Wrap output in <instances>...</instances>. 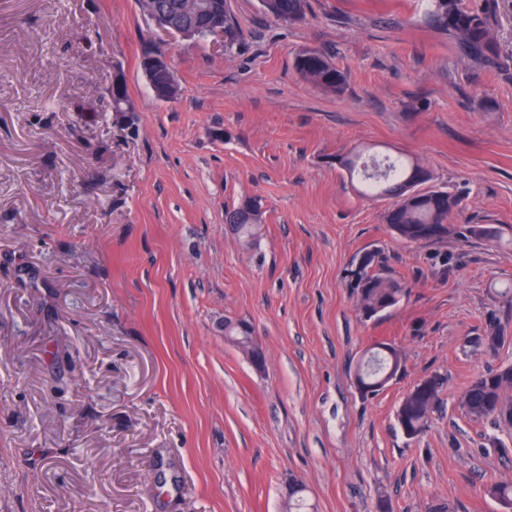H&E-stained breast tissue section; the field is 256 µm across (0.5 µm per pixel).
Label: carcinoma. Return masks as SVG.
I'll return each instance as SVG.
<instances>
[{"mask_svg":"<svg viewBox=\"0 0 512 512\" xmlns=\"http://www.w3.org/2000/svg\"><path fill=\"white\" fill-rule=\"evenodd\" d=\"M425 21L436 31L452 38L461 54L480 68L500 69L504 60L494 32L493 3L477 9L467 0H427ZM139 10L149 21L155 16H171L199 23L200 36H207L205 17L219 14L224 17V50L229 51L238 40V28L230 13L227 0H137ZM265 14L290 25L303 21L309 0H260ZM294 67L304 80L324 93L340 95L346 78L336 68L331 57L315 48L300 50ZM117 112L126 120L131 133L138 132L136 107L126 81L113 86ZM336 164L349 175L361 171V193L384 196L393 203L384 214V222L392 235L407 244L439 243L459 229L450 223L451 217L463 209L464 198L458 192L427 186L431 174L418 160L405 155L384 160L360 161L352 151L336 158ZM225 221L238 225L235 234L251 245L262 223V206L255 198H246L238 206L226 210ZM366 263L353 273V289L360 318L375 319L396 307L406 294V284L379 265L377 254L364 253ZM507 326L490 321L479 345L489 353L496 352L509 339ZM251 326L241 319L224 320V338L242 351H247ZM365 364L356 367L355 380L362 395H373L383 389L387 373L397 374L402 367L400 349L388 342H376L364 353ZM443 379L434 375L404 396L397 411V422L407 439L417 438L428 426L440 404ZM459 406L465 415L476 422L489 421L494 427L512 433V364L499 366L477 374L462 393ZM489 494L503 512H512V481L490 486Z\"/></svg>","mask_w":512,"mask_h":512,"instance_id":"1","label":"carcinoma"}]
</instances>
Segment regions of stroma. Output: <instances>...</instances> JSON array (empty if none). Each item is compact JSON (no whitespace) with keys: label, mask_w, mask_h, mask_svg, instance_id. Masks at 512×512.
<instances>
[{"label":"stroma","mask_w":512,"mask_h":512,"mask_svg":"<svg viewBox=\"0 0 512 512\" xmlns=\"http://www.w3.org/2000/svg\"><path fill=\"white\" fill-rule=\"evenodd\" d=\"M239 41L161 35L136 0H0V512H502L512 437L464 415L473 377L512 363V68L482 69L423 21L424 0H309L280 23L228 0ZM170 57L179 98L139 67ZM328 52V95L294 56ZM123 71L139 134L114 127ZM488 108H480L479 100ZM419 158L460 191L456 225L496 238L408 245L336 164L352 148ZM263 205L240 245L225 212ZM406 282L361 321L350 272L365 252ZM437 252L454 255L435 267ZM249 322L263 369L226 342ZM402 351L397 377L361 396L365 349ZM444 381L426 430L395 412L420 379ZM294 67L301 78L326 94L341 95L345 90V75L324 51L315 48L300 50L295 56ZM507 326L501 324L497 320L490 321L483 336L477 337L479 345L483 346L489 353L496 352L501 346H503L509 339L512 340V336H507Z\"/></svg>","instance_id":"obj_1"}]
</instances>
